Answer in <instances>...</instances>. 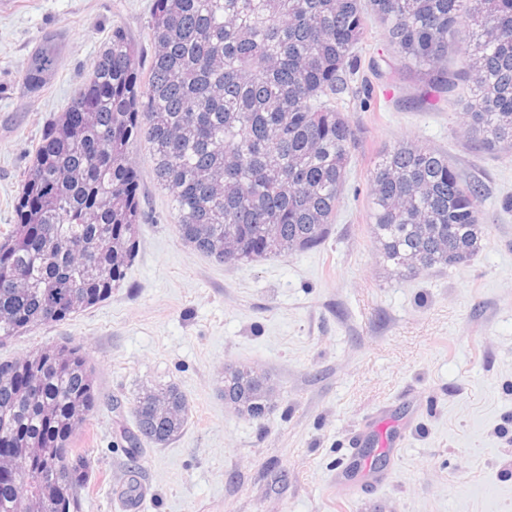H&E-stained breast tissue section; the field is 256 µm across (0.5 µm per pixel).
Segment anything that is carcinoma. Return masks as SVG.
Segmentation results:
<instances>
[{
    "mask_svg": "<svg viewBox=\"0 0 512 512\" xmlns=\"http://www.w3.org/2000/svg\"><path fill=\"white\" fill-rule=\"evenodd\" d=\"M384 28L391 73L420 77L428 102L463 86L465 132L512 151V0H153V53L119 27L90 77L44 128L0 231V345L69 319L122 286L145 214L132 159L149 145L179 236L220 263L322 246L355 133L339 104L355 48ZM469 40L453 42L459 28ZM59 62L57 37L32 51L22 85ZM372 235L401 276L469 261L485 237V190L448 154L412 141L367 169ZM224 404L248 420L276 388L246 364L224 367ZM97 407L94 372L68 343L0 362V512H82L91 477L76 435ZM131 465L144 443L183 430L188 402L169 384L137 397Z\"/></svg>",
    "mask_w": 512,
    "mask_h": 512,
    "instance_id": "cac0c4a2",
    "label": "carcinoma"
}]
</instances>
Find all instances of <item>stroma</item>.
I'll return each instance as SVG.
<instances>
[{
	"mask_svg": "<svg viewBox=\"0 0 512 512\" xmlns=\"http://www.w3.org/2000/svg\"><path fill=\"white\" fill-rule=\"evenodd\" d=\"M152 0H9L0 9V229L14 223L21 175L44 126L86 81L112 33L145 41ZM59 64L35 91L20 77L45 33ZM384 51L372 24L342 110L356 132L336 220L319 248L222 264L184 243L156 184L147 144V219L120 288L67 321L0 346V361L39 346L80 345L98 404L78 436L91 479L82 512H120L130 478L151 493L141 512H512V152L487 153L464 133L459 101L429 107L415 75L391 84L370 68ZM399 140L446 152L486 187L489 231L468 263L403 278L370 234L366 170ZM247 362L278 390L271 412L247 420L219 381ZM177 385L190 407L167 445H142L128 468L121 433L144 392ZM405 435L371 496L340 497L350 448L367 420Z\"/></svg>",
	"mask_w": 512,
	"mask_h": 512,
	"instance_id": "obj_1",
	"label": "stroma"
}]
</instances>
